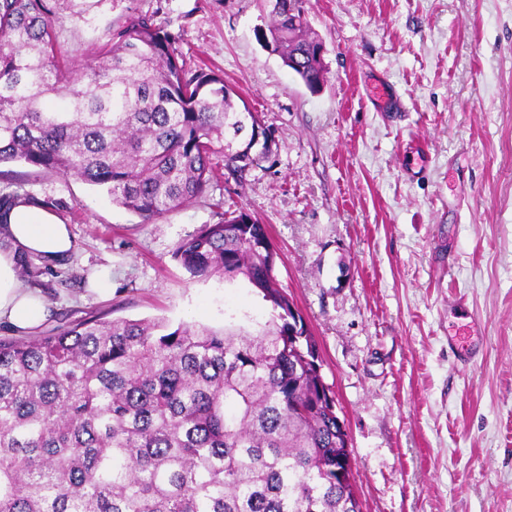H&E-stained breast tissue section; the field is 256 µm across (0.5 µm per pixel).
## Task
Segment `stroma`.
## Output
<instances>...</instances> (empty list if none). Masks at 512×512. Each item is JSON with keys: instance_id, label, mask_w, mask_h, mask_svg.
Returning <instances> with one entry per match:
<instances>
[{"instance_id": "35a3bbf8", "label": "stroma", "mask_w": 512, "mask_h": 512, "mask_svg": "<svg viewBox=\"0 0 512 512\" xmlns=\"http://www.w3.org/2000/svg\"><path fill=\"white\" fill-rule=\"evenodd\" d=\"M303 6L324 46L318 91L262 46L263 0H106L93 29L54 16L77 65L103 30L153 16L273 143L242 177L215 155L204 194L152 224L80 180L1 164L0 194L54 209L80 242L64 265L22 269L51 303L38 334L91 319L257 332L270 310L243 278H194L174 257L245 209L320 345L361 512H512V0ZM377 80L396 109L367 99ZM101 266L108 299L88 291ZM472 322L462 365L448 338Z\"/></svg>"}]
</instances>
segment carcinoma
Here are the masks:
<instances>
[{"label":"carcinoma","mask_w":512,"mask_h":512,"mask_svg":"<svg viewBox=\"0 0 512 512\" xmlns=\"http://www.w3.org/2000/svg\"><path fill=\"white\" fill-rule=\"evenodd\" d=\"M106 0H0V164L106 190L151 224L206 191L212 157L241 171L266 129L176 37L133 15L83 64L52 18L93 25ZM265 48L311 90L324 82L308 20L267 0ZM266 225L240 209L175 258L194 277L241 276L272 310L255 334L80 321L0 341V512H360L336 469L351 455L323 396L318 343L292 335Z\"/></svg>","instance_id":"cac0c4a2"}]
</instances>
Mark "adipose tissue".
Wrapping results in <instances>:
<instances>
[{"instance_id":"ef3b65f1","label":"adipose tissue","mask_w":512,"mask_h":512,"mask_svg":"<svg viewBox=\"0 0 512 512\" xmlns=\"http://www.w3.org/2000/svg\"><path fill=\"white\" fill-rule=\"evenodd\" d=\"M78 249L70 225L52 209L22 199L0 207V323L20 336L41 328L49 302L23 284L20 267L31 259L58 265Z\"/></svg>"}]
</instances>
